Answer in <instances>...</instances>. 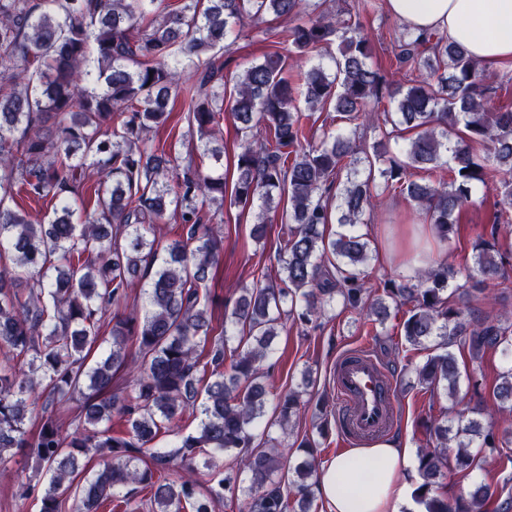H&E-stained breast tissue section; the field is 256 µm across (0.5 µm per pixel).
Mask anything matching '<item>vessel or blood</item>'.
Returning a JSON list of instances; mask_svg holds the SVG:
<instances>
[{"instance_id":"b4317fda","label":"vessel or blood","mask_w":512,"mask_h":512,"mask_svg":"<svg viewBox=\"0 0 512 512\" xmlns=\"http://www.w3.org/2000/svg\"><path fill=\"white\" fill-rule=\"evenodd\" d=\"M333 388L339 430L354 443L383 434L397 415L395 392L383 367L368 349L345 353L336 363Z\"/></svg>"}]
</instances>
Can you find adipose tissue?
Listing matches in <instances>:
<instances>
[{
    "label": "adipose tissue",
    "instance_id": "1",
    "mask_svg": "<svg viewBox=\"0 0 512 512\" xmlns=\"http://www.w3.org/2000/svg\"><path fill=\"white\" fill-rule=\"evenodd\" d=\"M386 8L412 30L446 34L481 62L512 61V0H386ZM408 455L390 439L322 464V512H402L408 487L399 473Z\"/></svg>",
    "mask_w": 512,
    "mask_h": 512
}]
</instances>
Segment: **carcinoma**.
Here are the masks:
<instances>
[{
	"label": "carcinoma",
	"instance_id": "carcinoma-1",
	"mask_svg": "<svg viewBox=\"0 0 512 512\" xmlns=\"http://www.w3.org/2000/svg\"><path fill=\"white\" fill-rule=\"evenodd\" d=\"M264 15L285 25L263 31L271 50L232 88L209 87V71L195 84L180 81L201 55L224 48L244 18ZM321 52L333 72L321 63L292 70L291 54ZM393 54L403 81L387 78L357 26L314 0H0V348L13 360L0 366V465L14 448L46 464L40 512H63L74 491L79 512H98L112 499L137 512L142 491L152 512H214L226 491L244 494L241 512H311L317 443L306 438L297 448L304 459L293 467L291 497L282 485L289 454L264 441L308 402L290 390L279 397L277 419L264 420L270 390L263 363L284 319L307 333L338 302L367 310L381 325L390 309L411 306L400 335L412 346L432 343L415 367L418 383L446 386L454 403L461 373L453 347L468 346L476 359L501 352L509 367L496 407L512 411V323L496 313L500 296L486 291L490 283L512 288L505 275L512 251L502 242L512 225V183L497 180L512 173V107L494 102L498 88L444 35L405 27ZM173 97L182 99L203 154L217 161V133L231 112L240 143L226 173H207L191 158L173 176L171 150L146 137L166 125ZM317 112L337 129L316 143ZM363 112H381L391 126L370 145L356 138ZM441 166L446 182L415 178ZM92 177L93 212L80 216L75 204L87 208ZM15 188L56 200L59 209L33 224L8 204ZM491 190L500 198L473 246V268L460 274L445 257L409 278L385 280L370 299L362 266L371 240L357 225L375 197L404 198L446 242L473 198ZM226 203L258 209V241L271 212H281L289 229L277 280L241 287L215 335L203 288L223 242L211 212ZM172 214L186 239L160 257L148 234ZM138 287L144 312L112 314ZM105 342L109 354L89 363ZM125 368L129 391L115 395L112 380ZM44 393L52 404L81 398L73 431L39 404ZM191 405L201 415L198 432L171 448L150 447ZM38 406L33 434L26 419ZM471 413L454 430L443 420L426 425L428 447L417 452L412 491L425 512H485L492 501L490 487L479 483L450 502L443 482L448 441L456 440L462 468L475 465L474 448L492 455L512 444L511 429L483 425L485 407ZM228 452L234 459L226 472L220 458ZM200 454L218 474L205 491L190 476L170 480L140 466L148 456L163 469L174 462L189 470ZM90 455L101 456L103 467L84 478Z\"/></svg>",
	"mask_w": 512,
	"mask_h": 512
}]
</instances>
